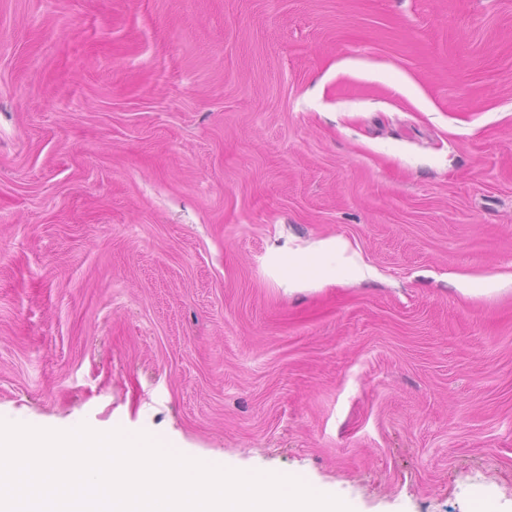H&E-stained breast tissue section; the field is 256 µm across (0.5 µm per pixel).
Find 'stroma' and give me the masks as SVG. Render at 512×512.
Wrapping results in <instances>:
<instances>
[{
  "label": "stroma",
  "instance_id": "stroma-1",
  "mask_svg": "<svg viewBox=\"0 0 512 512\" xmlns=\"http://www.w3.org/2000/svg\"><path fill=\"white\" fill-rule=\"evenodd\" d=\"M1 417L512 512V0H0Z\"/></svg>",
  "mask_w": 512,
  "mask_h": 512
}]
</instances>
